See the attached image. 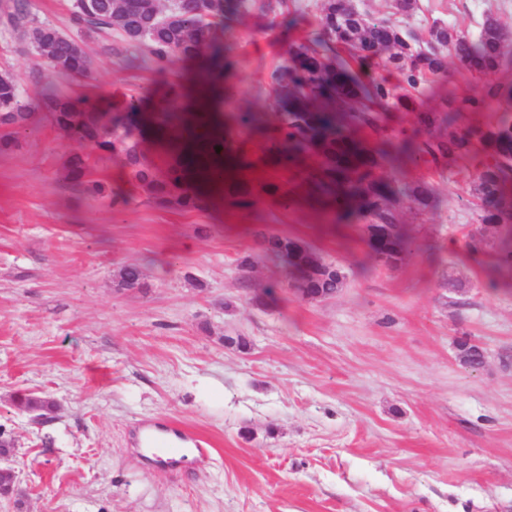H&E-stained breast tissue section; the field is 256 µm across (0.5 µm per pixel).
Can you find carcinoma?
Masks as SVG:
<instances>
[{"label": "carcinoma", "instance_id": "cac0c4a2", "mask_svg": "<svg viewBox=\"0 0 512 512\" xmlns=\"http://www.w3.org/2000/svg\"><path fill=\"white\" fill-rule=\"evenodd\" d=\"M162 0H112V13L135 18L141 37L127 24L110 26L105 14L90 20L72 12L74 31L60 43L56 62L48 63L51 74L85 79L91 74L86 53L70 52L95 36L116 35L122 42L141 48L157 66L175 59L198 63L204 77L224 69L231 52L229 41L217 43L213 32L229 29L227 21L251 10L270 12L283 6L281 0H183V8L167 27L154 25L153 16ZM353 0H323L317 7V25L305 37L290 40L288 58L267 77L273 97L275 119L261 112L239 110L236 125L248 136H259L260 149L249 140L227 141L212 133L215 119L206 112L183 111L188 93L180 82L169 84L157 106L154 122L174 136L188 132L200 155L234 154L229 169H199L196 159L169 144L166 159L158 166L149 162L139 146L136 117L142 98L132 96L121 111L96 112V103L79 102L52 84L37 89V97L24 96L10 75L0 78V149L16 144V135L34 118V109L57 104L51 123L62 130L77 150L68 160V175L93 195L105 193L100 182H84L90 152H110L119 158L147 199L161 206L202 209L213 202L204 182L222 181L219 199L239 209L254 208L262 196L284 204L295 201V189L304 188L305 199L333 210L349 206L346 215L357 223L371 219L377 224L399 223V202L405 200L418 211L436 207L437 199L423 184H397L385 171V162L404 155L435 172L448 162L463 160L470 167L475 191L482 203L481 224L501 223L492 197L512 184V111L497 113L477 130L457 125L459 115L490 110L512 99V84L500 74L512 69V41L495 17L485 16L479 36L464 33L435 20L429 37L422 38L404 24L361 19ZM460 64L457 76L448 82V92L432 109L420 107L433 83L448 78V51ZM483 77L479 93L462 91V84ZM411 112L414 128L396 120V114ZM222 150H216V147ZM292 166L291 184L276 179L256 182L265 168ZM257 245L267 257L284 260L299 278L312 249L297 240L258 233ZM500 265L512 261V238L504 235L495 244ZM341 270L320 262L310 269V288L322 297L341 287ZM117 287L144 288L140 266H124ZM15 405L24 412L45 415L55 402L47 397L23 394Z\"/></svg>", "mask_w": 512, "mask_h": 512}]
</instances>
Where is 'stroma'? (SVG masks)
I'll list each match as a JSON object with an SVG mask.
<instances>
[{
    "label": "stroma",
    "mask_w": 512,
    "mask_h": 512,
    "mask_svg": "<svg viewBox=\"0 0 512 512\" xmlns=\"http://www.w3.org/2000/svg\"><path fill=\"white\" fill-rule=\"evenodd\" d=\"M488 14L512 35V0H417L412 22L474 38ZM288 21L254 11L232 24L214 82L228 139L241 136L231 112L270 111ZM87 50L91 78L64 86L76 99L153 102L171 81L197 85L191 64L130 68L136 48ZM1 70L27 94L49 73L0 26ZM17 139L0 151V432L17 442L27 498L19 510L0 497V512H512V271L471 248L480 212L463 164H406L442 204L403 209L409 253L389 268L358 225L308 203L159 206L99 153L88 178L108 193L93 196L67 179L72 145L45 115ZM113 192L126 207L112 208ZM260 232L336 263L341 288L304 300L272 264L241 270ZM130 263L146 288H116ZM465 338L484 349L481 367L461 361ZM20 393L57 408L31 421ZM165 418L213 443L208 465L171 476L131 445L134 420Z\"/></svg>",
    "instance_id": "35a3bbf8"
}]
</instances>
